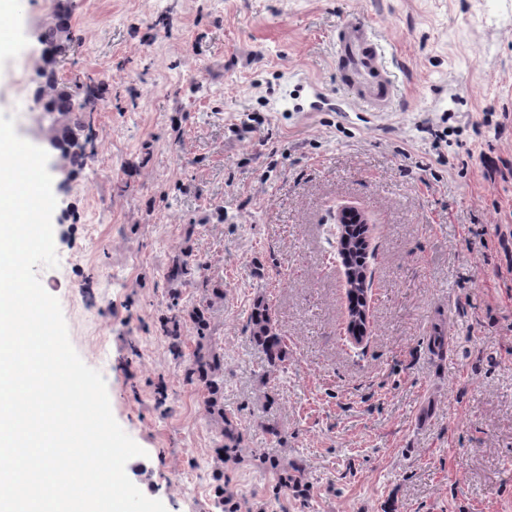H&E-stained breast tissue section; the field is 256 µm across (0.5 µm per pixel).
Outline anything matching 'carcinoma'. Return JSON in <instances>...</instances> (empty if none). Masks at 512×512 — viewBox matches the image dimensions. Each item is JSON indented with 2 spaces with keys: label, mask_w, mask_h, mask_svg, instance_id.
Instances as JSON below:
<instances>
[{
  "label": "carcinoma",
  "mask_w": 512,
  "mask_h": 512,
  "mask_svg": "<svg viewBox=\"0 0 512 512\" xmlns=\"http://www.w3.org/2000/svg\"><path fill=\"white\" fill-rule=\"evenodd\" d=\"M41 82L35 96L40 111L48 114L66 112H84L89 108L90 94L81 97L69 86L60 83L54 74L42 70ZM44 134L54 148L61 151L62 158L71 163L87 158L85 144L94 140L92 122H77L74 126L51 123ZM191 253L185 252L173 260L167 272V281L171 284H190L201 289L199 300L189 311V318L196 328L195 349L190 357L188 373L192 381L203 389V403L209 415L221 424L222 443L216 448L219 460L223 464L238 460L240 434L237 424L224 414V355L211 336L210 310L217 301L224 300V289L211 285L210 278L205 274L204 265L196 266L198 279L191 281L189 258ZM348 310L355 307H367V283L348 288ZM174 315L163 324L162 331L170 339V351L178 358L184 357L183 340L177 333V325L181 318L178 304H172ZM247 325L252 341L262 349L265 355V378L285 369L288 361V344L285 337L277 329L276 320L271 306L262 297L257 298L248 316Z\"/></svg>",
  "instance_id": "carcinoma-1"
}]
</instances>
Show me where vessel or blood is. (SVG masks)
<instances>
[{"instance_id": "obj_1", "label": "vessel or blood", "mask_w": 512, "mask_h": 512, "mask_svg": "<svg viewBox=\"0 0 512 512\" xmlns=\"http://www.w3.org/2000/svg\"><path fill=\"white\" fill-rule=\"evenodd\" d=\"M336 70L349 95L348 106L389 111L395 85L375 30L360 18L344 19L336 29Z\"/></svg>"}]
</instances>
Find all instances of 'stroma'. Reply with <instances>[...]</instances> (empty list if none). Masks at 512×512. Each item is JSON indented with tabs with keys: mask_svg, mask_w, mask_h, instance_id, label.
Here are the masks:
<instances>
[{
	"mask_svg": "<svg viewBox=\"0 0 512 512\" xmlns=\"http://www.w3.org/2000/svg\"><path fill=\"white\" fill-rule=\"evenodd\" d=\"M63 9L64 51L44 60ZM350 16L386 46L391 111H273L305 74L343 98ZM42 68L94 85L95 140L78 164L49 155L59 264L36 272L146 451L125 467L145 496L166 512H512V258L496 237L512 225V0H14L0 111L37 146ZM340 206L368 219L358 346L328 235ZM185 247L224 290L213 334L242 448L225 466L160 330ZM260 295L289 351L267 385L246 328Z\"/></svg>",
	"mask_w": 512,
	"mask_h": 512,
	"instance_id": "35a3bbf8",
	"label": "stroma"
}]
</instances>
